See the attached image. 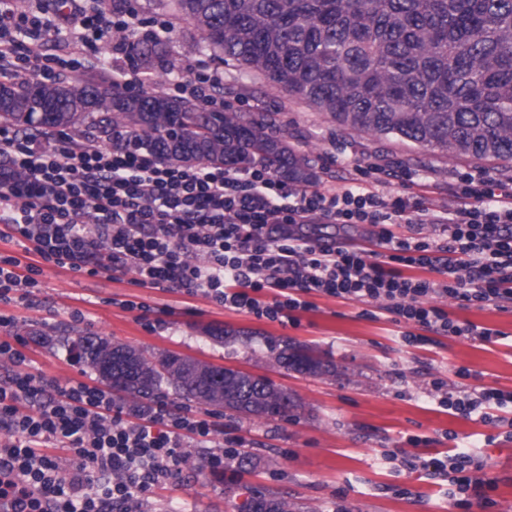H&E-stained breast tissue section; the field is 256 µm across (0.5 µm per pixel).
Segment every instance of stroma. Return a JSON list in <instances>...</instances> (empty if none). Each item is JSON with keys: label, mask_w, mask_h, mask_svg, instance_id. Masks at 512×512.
Here are the masks:
<instances>
[{"label": "stroma", "mask_w": 512, "mask_h": 512, "mask_svg": "<svg viewBox=\"0 0 512 512\" xmlns=\"http://www.w3.org/2000/svg\"><path fill=\"white\" fill-rule=\"evenodd\" d=\"M146 14L172 21L174 30L161 50L168 60H212L209 49H196L198 33L168 0H142ZM224 103L269 123L305 157L318 180L330 189L353 184L356 165L375 163L391 169L386 193L410 191L433 209L447 208L450 181L484 169L496 179L512 178V162H479L455 153L426 150L396 138H379L340 127L324 112L288 94L261 74L224 65ZM311 237L351 249L375 247L370 225L339 228L307 224ZM129 272L90 277L53 263L43 264L29 299L0 302V313L13 317V332L25 337L22 349L31 372L59 383L80 378L84 367L72 359L67 342L105 336L144 354L175 353L218 366L260 374L295 395L300 406L283 418H256L232 412L215 417L211 442L195 446L191 463L177 478L154 488L136 512H239L255 491L298 503L305 512H457L448 501L446 478L410 469L406 459H425L468 446L496 486L495 505L470 512H512V439L502 426L452 415L440 408L432 383L469 394L481 389L512 392V309L457 307L449 298L438 304L451 318L499 331L485 343L430 334L427 342L402 340L408 324L396 322L379 306L364 308L310 293L312 309L300 313L298 325L282 326L235 312L198 295L172 288H141ZM149 305L147 315L129 311L125 302ZM49 343L30 341L34 331ZM238 332L222 343L214 333ZM291 342L306 345L336 367L327 376L303 375L273 364L270 347ZM237 436L257 467L230 461L227 476L202 470L200 464L225 437ZM423 437L412 445L410 437Z\"/></svg>", "instance_id": "1"}]
</instances>
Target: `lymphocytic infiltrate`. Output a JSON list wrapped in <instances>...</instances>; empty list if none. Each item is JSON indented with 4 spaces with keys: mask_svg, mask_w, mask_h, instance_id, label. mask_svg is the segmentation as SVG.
<instances>
[{
    "mask_svg": "<svg viewBox=\"0 0 512 512\" xmlns=\"http://www.w3.org/2000/svg\"><path fill=\"white\" fill-rule=\"evenodd\" d=\"M168 20L148 16L138 0L86 9L83 0H54L49 17L31 16L19 0H0V81L27 75L45 83L79 73L112 79L138 94L158 88L211 112L224 109V70L204 60L174 68L168 79L140 67L141 44L167 39ZM110 49L88 57L92 42ZM387 171L365 165L356 185H291L264 165H175L135 145L124 130L109 141L74 139L53 129L21 135L0 125V223L31 245L34 262L0 253V302L36 287L40 262L94 277L130 271L143 288H174L259 320L297 325L316 292L382 305L420 331L492 341L496 330L451 318L436 303L462 307L512 303V180L484 171L452 185L455 203L435 210L408 194H386ZM305 224L375 229L377 250L356 251L300 234ZM417 230L397 235L395 225ZM439 228L437 237L419 232ZM21 336L0 338V359L14 364L0 382V498L14 512H130L178 473L183 451L209 441V413L165 400L145 406L113 398L93 380L59 383L25 371ZM469 416L512 409V392L483 389L439 398ZM69 448L64 467L47 447ZM446 476L448 498L469 512L473 498L493 507L494 480L468 451L420 463Z\"/></svg>",
    "mask_w": 512,
    "mask_h": 512,
    "instance_id": "1",
    "label": "lymphocytic infiltrate"
}]
</instances>
